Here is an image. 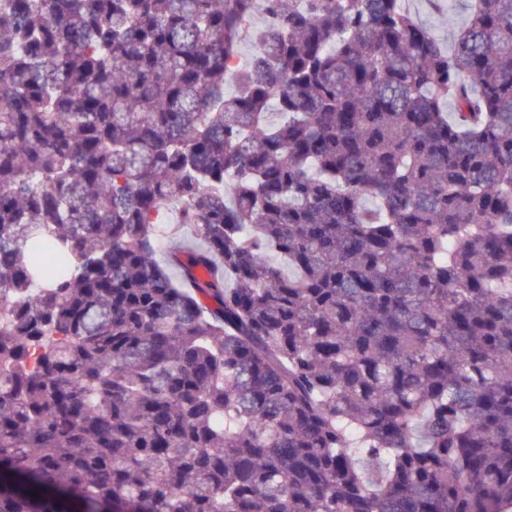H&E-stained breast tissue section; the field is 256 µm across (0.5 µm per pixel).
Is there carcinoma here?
Instances as JSON below:
<instances>
[{"label":"carcinoma","instance_id":"carcinoma-1","mask_svg":"<svg viewBox=\"0 0 512 512\" xmlns=\"http://www.w3.org/2000/svg\"><path fill=\"white\" fill-rule=\"evenodd\" d=\"M509 504L512 0L0 3V512ZM407 6L421 21L434 28L446 48L468 15L466 0H409ZM163 223L166 224H164V232L162 233L157 251V259L161 263L167 262L174 252L200 246V241L194 238L189 227L180 226L176 228V224H168L171 221L167 218H164Z\"/></svg>","mask_w":512,"mask_h":512}]
</instances>
